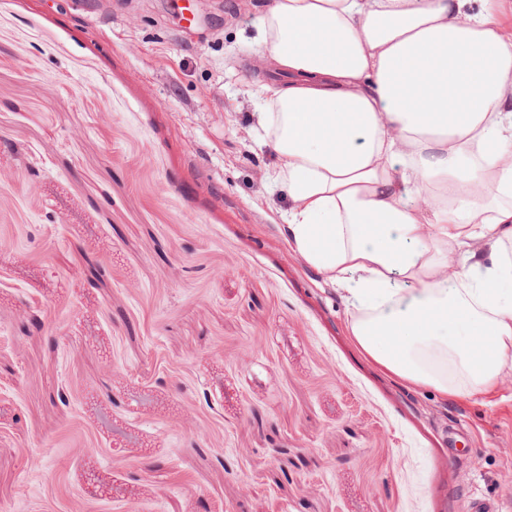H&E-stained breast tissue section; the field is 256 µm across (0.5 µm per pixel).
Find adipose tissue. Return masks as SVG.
Here are the masks:
<instances>
[{"label":"adipose tissue","instance_id":"1","mask_svg":"<svg viewBox=\"0 0 512 512\" xmlns=\"http://www.w3.org/2000/svg\"><path fill=\"white\" fill-rule=\"evenodd\" d=\"M481 2L264 0L258 22L290 76L257 123L294 252L369 357L455 396L512 371V38Z\"/></svg>","mask_w":512,"mask_h":512}]
</instances>
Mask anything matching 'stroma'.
I'll return each instance as SVG.
<instances>
[{
  "label": "stroma",
  "mask_w": 512,
  "mask_h": 512,
  "mask_svg": "<svg viewBox=\"0 0 512 512\" xmlns=\"http://www.w3.org/2000/svg\"><path fill=\"white\" fill-rule=\"evenodd\" d=\"M261 4L0 0V512H464L512 486V375L391 377L281 233Z\"/></svg>",
  "instance_id": "stroma-1"
}]
</instances>
